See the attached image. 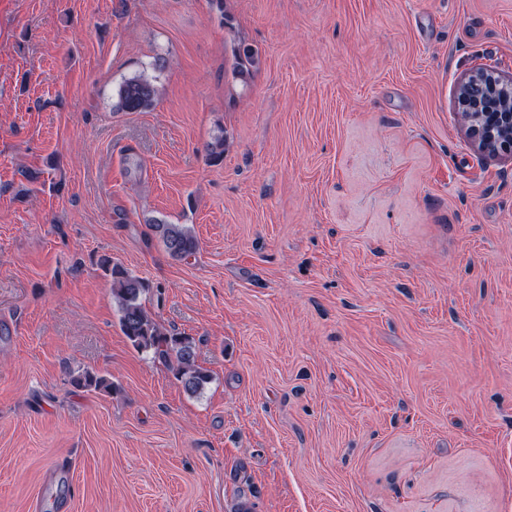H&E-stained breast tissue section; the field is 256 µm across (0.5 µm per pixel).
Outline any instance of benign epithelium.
Segmentation results:
<instances>
[{"instance_id": "obj_1", "label": "benign epithelium", "mask_w": 512, "mask_h": 512, "mask_svg": "<svg viewBox=\"0 0 512 512\" xmlns=\"http://www.w3.org/2000/svg\"><path fill=\"white\" fill-rule=\"evenodd\" d=\"M456 98L468 115L473 144L512 158V79L477 69L459 81Z\"/></svg>"}]
</instances>
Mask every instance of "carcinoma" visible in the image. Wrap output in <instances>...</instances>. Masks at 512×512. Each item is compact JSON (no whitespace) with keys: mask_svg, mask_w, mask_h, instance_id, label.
<instances>
[{"mask_svg":"<svg viewBox=\"0 0 512 512\" xmlns=\"http://www.w3.org/2000/svg\"><path fill=\"white\" fill-rule=\"evenodd\" d=\"M233 58L234 73L241 78L258 64V57L249 48L234 49ZM157 95L158 89L151 80L134 76L121 86L113 110L144 112L154 105ZM152 227L172 258L185 260L196 252L197 240L188 226L157 221ZM99 266L111 278L112 300L120 312V327L132 345L152 353L154 359L175 370L186 392L197 394L203 390L210 381V374L197 363L194 339L169 332L151 316L142 304V296L149 290L148 284L130 275L107 256L99 259ZM75 384L106 393L114 389L112 380L92 373L77 377Z\"/></svg>","mask_w":512,"mask_h":512,"instance_id":"1","label":"carcinoma"}]
</instances>
